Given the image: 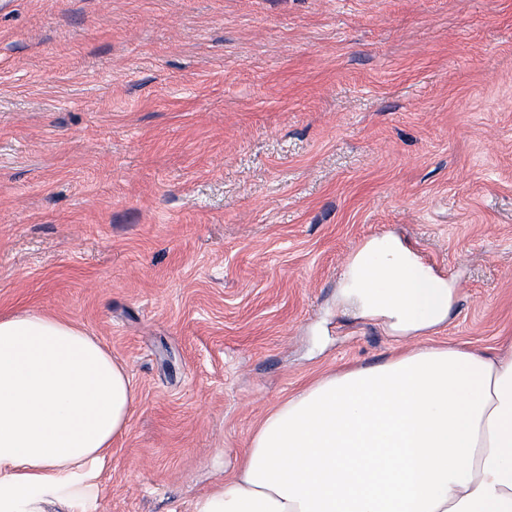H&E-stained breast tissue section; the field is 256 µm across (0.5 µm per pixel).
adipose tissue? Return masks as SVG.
<instances>
[{
    "mask_svg": "<svg viewBox=\"0 0 512 512\" xmlns=\"http://www.w3.org/2000/svg\"><path fill=\"white\" fill-rule=\"evenodd\" d=\"M344 279L343 297L400 339L453 302L393 238L364 246ZM134 398L81 326L0 316V512H98ZM193 512H512V339L495 356L429 345L325 374L265 414Z\"/></svg>",
    "mask_w": 512,
    "mask_h": 512,
    "instance_id": "1",
    "label": "adipose tissue"
}]
</instances>
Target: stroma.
Masks as SVG:
<instances>
[{"mask_svg": "<svg viewBox=\"0 0 512 512\" xmlns=\"http://www.w3.org/2000/svg\"><path fill=\"white\" fill-rule=\"evenodd\" d=\"M394 236L512 337V0H0V314L135 390L99 512H192L268 410L399 345L341 297Z\"/></svg>", "mask_w": 512, "mask_h": 512, "instance_id": "stroma-1", "label": "stroma"}]
</instances>
